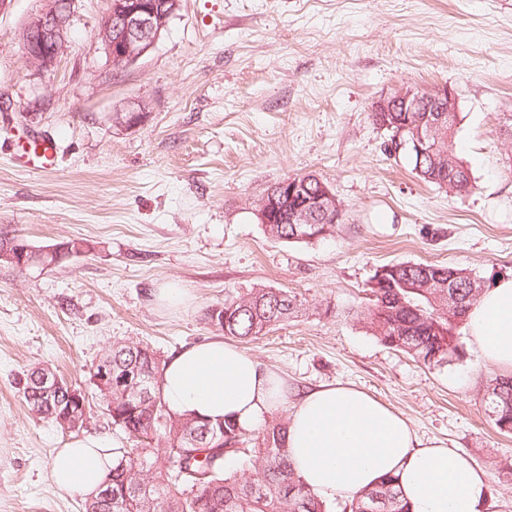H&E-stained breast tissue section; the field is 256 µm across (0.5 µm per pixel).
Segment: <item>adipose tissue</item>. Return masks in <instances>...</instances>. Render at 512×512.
Returning a JSON list of instances; mask_svg holds the SVG:
<instances>
[{"mask_svg": "<svg viewBox=\"0 0 512 512\" xmlns=\"http://www.w3.org/2000/svg\"><path fill=\"white\" fill-rule=\"evenodd\" d=\"M481 360L512 372V278H498L470 307L465 324ZM162 397L176 414L226 419L250 431L289 405V459L325 501L354 499L379 478L397 477L410 512H484L483 472L443 444L420 439L410 423L355 386L326 384L288 398V383L237 345L209 340L166 363ZM111 449L94 439L58 449L51 475L62 490L96 495L111 470Z\"/></svg>", "mask_w": 512, "mask_h": 512, "instance_id": "adipose-tissue-1", "label": "adipose tissue"}]
</instances>
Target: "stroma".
Wrapping results in <instances>:
<instances>
[{"label": "stroma", "mask_w": 512, "mask_h": 512, "mask_svg": "<svg viewBox=\"0 0 512 512\" xmlns=\"http://www.w3.org/2000/svg\"><path fill=\"white\" fill-rule=\"evenodd\" d=\"M45 6L13 0L0 14V229L91 249L44 268L0 265V512H82V495L51 480L54 449L87 437L125 447L92 384L104 349L127 340L171 358L215 338L208 306L263 286L304 310L245 352L297 394L355 384L483 471L488 512H512V435L487 399L499 369L463 335L448 364L416 362L356 317L386 264L435 262L487 285L512 275V0H182L121 70L95 39L110 0H75L68 47L42 73L21 43ZM404 84L455 92L471 192L425 183L387 151L372 104ZM139 105L141 122L114 124ZM34 135L55 139L54 171L14 166ZM308 174L332 188L340 221L308 244L270 238L254 201ZM171 283L185 302H158ZM35 366L86 394L80 431L28 412L16 382Z\"/></svg>", "instance_id": "stroma-1"}]
</instances>
